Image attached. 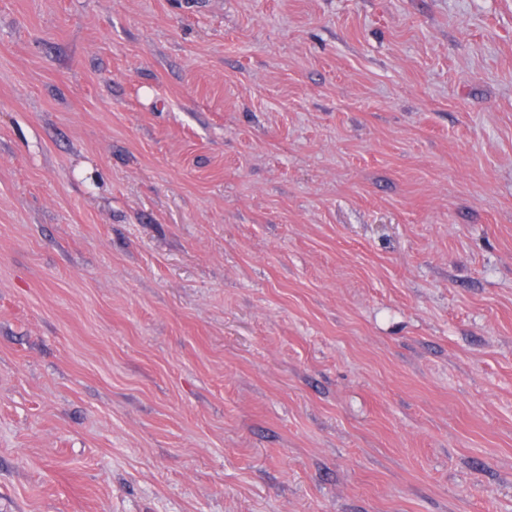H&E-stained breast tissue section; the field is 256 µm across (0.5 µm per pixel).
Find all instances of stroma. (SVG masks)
<instances>
[{
	"instance_id": "stroma-1",
	"label": "stroma",
	"mask_w": 512,
	"mask_h": 512,
	"mask_svg": "<svg viewBox=\"0 0 512 512\" xmlns=\"http://www.w3.org/2000/svg\"><path fill=\"white\" fill-rule=\"evenodd\" d=\"M0 512H512V0H0Z\"/></svg>"
}]
</instances>
